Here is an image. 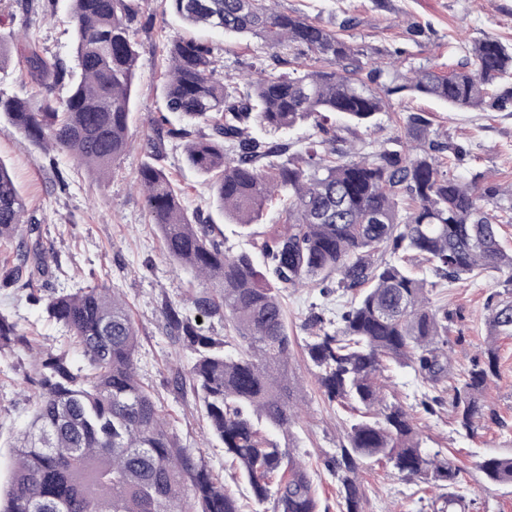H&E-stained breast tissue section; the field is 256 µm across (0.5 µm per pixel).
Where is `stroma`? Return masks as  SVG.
Returning a JSON list of instances; mask_svg holds the SVG:
<instances>
[{"label": "stroma", "mask_w": 512, "mask_h": 512, "mask_svg": "<svg viewBox=\"0 0 512 512\" xmlns=\"http://www.w3.org/2000/svg\"><path fill=\"white\" fill-rule=\"evenodd\" d=\"M275 9L302 14L335 30L344 18H355L344 36L363 51L365 63L395 59L401 74L430 67L448 73L469 59L472 44L492 37L512 44V0H275ZM36 37V50L48 60L73 66V30L68 0H0V39L7 42L10 61L0 70V96L30 97L34 88L18 57L25 49L21 32ZM139 54L134 78L129 137L134 147L113 164L109 175H97L67 154H50L30 146L8 122H0V161L12 172L27 205V214L40 226L44 245L53 248L58 268L0 288V313L16 321L48 349H58L59 331L46 321L31 295H46L62 287L86 285L91 275L105 277L120 289L140 338L141 380L153 391L181 443L210 473L222 481L243 506V512H273L272 502H254L237 469L208 433L200 404L181 393L174 382L177 369L193 362L189 349L172 339L163 319V301H181L202 291L194 274L170 261L162 237L134 184L145 160L142 147L154 138V122L167 112L163 85L168 48L177 37L201 38L213 49L216 74L246 90L244 76L261 68L266 74L288 72L273 59L261 39L207 32L186 26L167 0H140V13L131 24ZM427 113L429 136L453 144L445 164L462 181L482 176L502 191L512 190V112L479 109L451 110L407 92L392 95L375 127L349 135L352 155L366 157L396 136L407 116ZM163 166L182 189L183 206L200 210L222 225L225 246L237 253L251 249L285 219L281 202H273L250 235L225 223L210 200L205 176L184 159L182 141L166 140ZM433 305L448 310V375L438 385L442 399L434 413L424 411V391L410 370L389 366L380 377L385 403L401 404L412 416L428 453L448 458L458 468V484L424 478L409 480L385 463L367 461L358 473L363 492L362 512H512V485L489 481L479 469L487 455L512 456V336L499 338L498 364L481 396L483 416L473 433L462 431L451 406L455 387L473 362L481 360L488 341L492 308L512 300V279L488 271L478 278L439 281L430 294ZM348 300L342 290L324 294L316 288H291L283 294L288 329L293 340L290 370L299 387L303 409L291 429L290 449L305 464L321 512H342L339 483L328 462L346 441L354 418L350 409L330 405L316 381V369L304 344L313 316L337 320ZM30 357L23 350L0 354V481L8 482L12 444L30 412Z\"/></svg>", "instance_id": "stroma-1"}]
</instances>
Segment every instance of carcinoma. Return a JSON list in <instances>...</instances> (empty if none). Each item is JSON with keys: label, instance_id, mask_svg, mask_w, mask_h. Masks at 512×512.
Segmentation results:
<instances>
[{"label": "carcinoma", "instance_id": "1", "mask_svg": "<svg viewBox=\"0 0 512 512\" xmlns=\"http://www.w3.org/2000/svg\"><path fill=\"white\" fill-rule=\"evenodd\" d=\"M187 24L228 35L260 38L281 63L283 49L310 54L299 73L265 76L241 94L216 76L211 47L175 39L163 95L181 125L146 143L139 175L145 204L159 228L169 259L208 285L182 303H163L167 325L195 354L181 386H189L206 415L209 433L248 482L259 504L274 498V512H318L306 467L268 438L290 435L298 397L288 374L291 356L281 292L310 284L323 292L337 286L351 294L336 327H320L305 343L317 381L330 404L357 412L347 444L331 469L340 482L345 512H360L361 464L383 461L406 478L431 476L456 483L458 470L429 455L404 407L380 412L375 378L385 363L408 367L427 383L448 373V311L431 306L435 283L419 276L425 262L450 283L486 271H506L512 253L501 244L500 225L487 205L504 211L500 193L474 178L466 183L444 167L442 154L457 148L428 137L430 120L407 117L385 146L359 160L336 148L327 123L338 114L369 125L385 111L386 97L411 90L451 108L494 111L512 107V46L485 38L470 50L472 63L446 75L430 68L381 81L380 66L362 74L360 51L338 33L301 16L277 11L267 0H168ZM139 0H69L75 67L44 60L30 49V98L0 97V115L32 146L71 155L78 166L108 173L130 148V102L138 51L130 22ZM69 83L65 98L54 87ZM313 122L322 139L307 138L303 151L266 132H287ZM212 126L194 138L188 125ZM184 141L188 162L210 176L217 210L250 235L267 206L288 200L285 224L260 244L259 255L230 253L213 223L191 218L181 190L158 165L164 138ZM26 204L0 161V243L15 245L17 264L0 268V288L17 282L32 261L48 266L51 255L32 234ZM393 259L375 258L382 249ZM74 359L34 351L15 321L0 313V353L20 345L34 358L38 390L30 420L14 448L10 487L0 512H242L224 488L183 447L149 389L139 378V335L125 297L116 288H63L45 302ZM219 316L233 335L200 332L197 318ZM495 336L512 335V301L491 313ZM495 341L454 389L458 426L472 431L482 415L480 396L497 366ZM479 467L488 479L512 484V456L487 455ZM281 475L276 490L270 480Z\"/></svg>", "mask_w": 512, "mask_h": 512}]
</instances>
